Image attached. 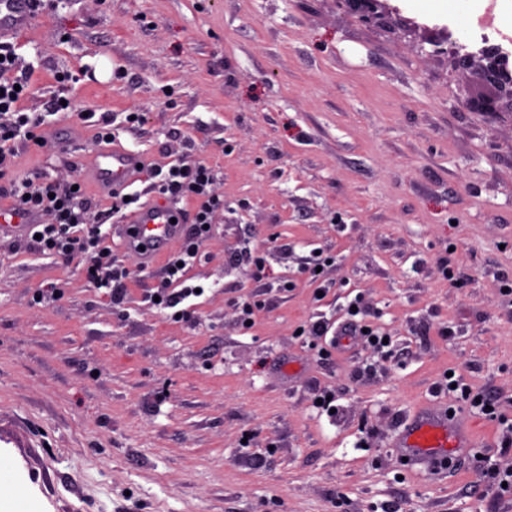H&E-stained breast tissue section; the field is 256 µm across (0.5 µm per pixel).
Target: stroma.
<instances>
[{
  "label": "stroma",
  "mask_w": 512,
  "mask_h": 512,
  "mask_svg": "<svg viewBox=\"0 0 512 512\" xmlns=\"http://www.w3.org/2000/svg\"><path fill=\"white\" fill-rule=\"evenodd\" d=\"M485 5L380 0L367 20L350 0L40 5L36 35L12 40L26 111L67 75L148 166L205 158L224 207L180 321L141 278L117 304L0 233V512H512L483 476L512 469V111L466 108L476 70L449 54H481ZM40 134L21 172L84 178L94 127L62 114ZM50 282L63 297L34 303ZM357 298L390 358L333 344ZM318 317L329 335H310ZM436 401L477 425L438 478L389 446Z\"/></svg>",
  "instance_id": "35a3bbf8"
}]
</instances>
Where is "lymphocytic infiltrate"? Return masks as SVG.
I'll return each mask as SVG.
<instances>
[{
  "instance_id": "obj_1",
  "label": "lymphocytic infiltrate",
  "mask_w": 512,
  "mask_h": 512,
  "mask_svg": "<svg viewBox=\"0 0 512 512\" xmlns=\"http://www.w3.org/2000/svg\"><path fill=\"white\" fill-rule=\"evenodd\" d=\"M23 66L13 48L0 46V178L12 174L16 158L26 144L40 145L37 134L46 114L26 112L22 100L31 92ZM150 190L167 199H191L193 230L182 237L178 249L169 256L154 276L153 290L159 309L171 318L184 319L186 305L196 296L188 272L201 259L202 246L214 212L223 207L212 186L214 170L203 159L183 161L167 169H156ZM13 200L32 210L52 216L49 224L29 225L23 239L30 251L76 263L84 279L93 288L106 289L114 300H121V286L131 276L102 234L99 225L90 223L92 202L85 189L74 188L47 176L25 178L13 185Z\"/></svg>"
}]
</instances>
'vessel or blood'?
<instances>
[{
  "instance_id": "vessel-or-blood-1",
  "label": "vessel or blood",
  "mask_w": 512,
  "mask_h": 512,
  "mask_svg": "<svg viewBox=\"0 0 512 512\" xmlns=\"http://www.w3.org/2000/svg\"><path fill=\"white\" fill-rule=\"evenodd\" d=\"M40 0H0V40L29 31ZM145 160L140 153L122 147L96 153L88 164L93 185L103 193H118L140 178ZM174 207L142 204L117 226V234L126 252L141 266H156L168 253L180 234V225L171 218ZM38 213L19 205L0 209V227L20 230L27 224L42 223ZM393 446L397 453L427 474L437 475L448 459L459 458L473 448V422L462 412L434 407L417 411L409 418Z\"/></svg>"
}]
</instances>
